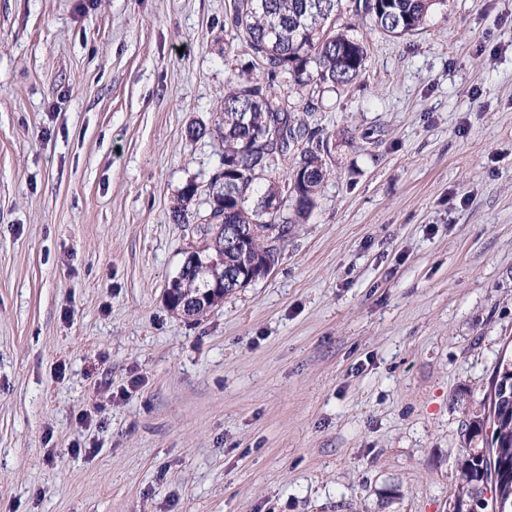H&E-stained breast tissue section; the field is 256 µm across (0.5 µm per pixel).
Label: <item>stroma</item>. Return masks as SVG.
I'll use <instances>...</instances> for the list:
<instances>
[{"label": "stroma", "mask_w": 512, "mask_h": 512, "mask_svg": "<svg viewBox=\"0 0 512 512\" xmlns=\"http://www.w3.org/2000/svg\"><path fill=\"white\" fill-rule=\"evenodd\" d=\"M232 0H0V512H453L512 353V0H447L317 113L331 176L193 320L171 207L252 67ZM83 452H74V444Z\"/></svg>", "instance_id": "35a3bbf8"}]
</instances>
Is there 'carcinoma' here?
<instances>
[{
  "instance_id": "obj_1",
  "label": "carcinoma",
  "mask_w": 512,
  "mask_h": 512,
  "mask_svg": "<svg viewBox=\"0 0 512 512\" xmlns=\"http://www.w3.org/2000/svg\"><path fill=\"white\" fill-rule=\"evenodd\" d=\"M447 0H233L229 23L233 38L244 43L261 67L262 76L239 75L227 81L224 101L211 129L190 127L189 135L210 134L221 145L219 168L209 182L206 209L198 215L207 248L222 245L219 224L245 228L243 248L256 264L270 255L269 242L288 238L290 225L307 219L328 169L322 149L325 131L311 123L325 102L354 84L363 74L367 49L337 22L349 13L384 36L413 35L424 29L434 10ZM308 91L300 108L290 94ZM295 164L284 180L273 173ZM192 183L177 195L172 218L189 223L195 201ZM279 201L273 212L264 202ZM242 252L224 249V265L187 276L173 306L201 292L203 282L239 271ZM490 415L491 448H462L458 466L463 485L455 512H512V481L498 484L493 466H512V359H501L495 374Z\"/></svg>"
}]
</instances>
